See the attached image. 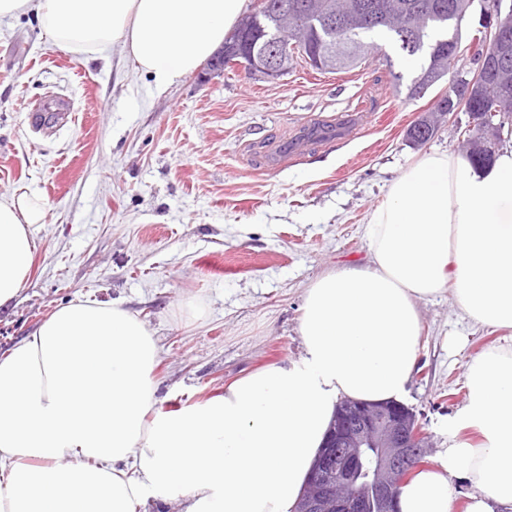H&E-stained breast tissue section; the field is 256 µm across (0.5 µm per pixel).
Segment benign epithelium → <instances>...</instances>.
I'll use <instances>...</instances> for the list:
<instances>
[{
	"label": "benign epithelium",
	"mask_w": 512,
	"mask_h": 512,
	"mask_svg": "<svg viewBox=\"0 0 512 512\" xmlns=\"http://www.w3.org/2000/svg\"><path fill=\"white\" fill-rule=\"evenodd\" d=\"M502 0H481L480 17L487 28L489 44L478 55L483 68L490 65L489 56L512 43V32L494 25ZM296 44L288 32L275 31L260 48L240 46L221 48L207 61L200 78L224 73V59L265 80H278L288 74ZM482 71L471 75L462 68L454 74L457 101L455 109L443 113V120L457 125V116L474 97ZM501 138V127H479L473 135L474 146L482 149ZM428 437L416 414L399 404L384 406L350 405L333 422L329 442L311 473L301 501L300 512H364L368 499L361 495L371 490L380 512H397V489L404 484L414 465L425 457Z\"/></svg>",
	"instance_id": "1"
}]
</instances>
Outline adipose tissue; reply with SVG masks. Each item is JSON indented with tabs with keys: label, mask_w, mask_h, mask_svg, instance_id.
Instances as JSON below:
<instances>
[{
	"label": "adipose tissue",
	"mask_w": 512,
	"mask_h": 512,
	"mask_svg": "<svg viewBox=\"0 0 512 512\" xmlns=\"http://www.w3.org/2000/svg\"><path fill=\"white\" fill-rule=\"evenodd\" d=\"M246 0H0V20L35 13L70 51L122 44L156 87L197 69ZM45 205L0 196V308L23 288ZM370 263L306 290L298 361L250 373L223 394L158 408V348L133 312L58 307L0 358V512H294L340 401H397L420 336L418 300L452 288L473 321L512 328V146L492 167L432 153L369 215ZM441 469L400 488V512H451L448 473L476 491L466 512L512 505V347L467 366ZM477 431L479 441L463 438Z\"/></svg>",
	"instance_id": "adipose-tissue-1"
}]
</instances>
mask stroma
I'll list each match as a JSON object with an SVG mask.
<instances>
[{
    "instance_id": "35a3bbf8",
    "label": "stroma",
    "mask_w": 512,
    "mask_h": 512,
    "mask_svg": "<svg viewBox=\"0 0 512 512\" xmlns=\"http://www.w3.org/2000/svg\"><path fill=\"white\" fill-rule=\"evenodd\" d=\"M419 71L395 46L335 73L295 57L264 81L238 67L160 89L122 45L56 46L34 16L0 23V195L25 187L46 204L28 279L0 310V356L59 306L117 303L160 349L159 406L223 393L232 381L299 360L306 288L370 261L365 224L391 181L421 156L459 152L447 124L424 144L408 130L447 82L411 99ZM69 100L77 122L38 127L29 107ZM359 116L351 140L308 129ZM287 151L281 167L271 154ZM421 332L402 399L439 468L448 425L468 397L470 358L505 333L466 318L452 292L418 301Z\"/></svg>"
}]
</instances>
